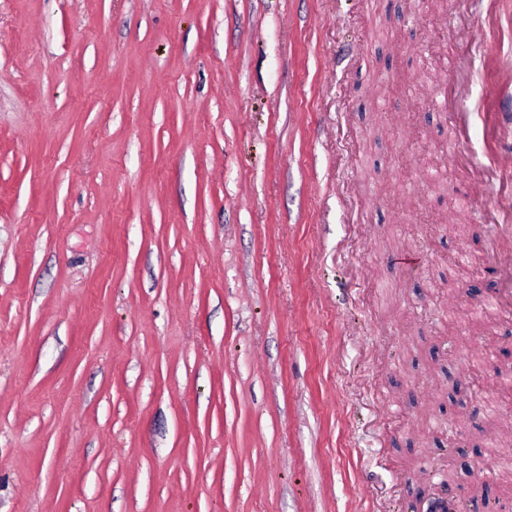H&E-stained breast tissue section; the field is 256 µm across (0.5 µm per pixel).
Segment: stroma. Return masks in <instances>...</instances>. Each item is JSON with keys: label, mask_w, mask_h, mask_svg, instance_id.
<instances>
[{"label": "stroma", "mask_w": 512, "mask_h": 512, "mask_svg": "<svg viewBox=\"0 0 512 512\" xmlns=\"http://www.w3.org/2000/svg\"><path fill=\"white\" fill-rule=\"evenodd\" d=\"M500 6L0 0V512H512Z\"/></svg>", "instance_id": "1"}]
</instances>
